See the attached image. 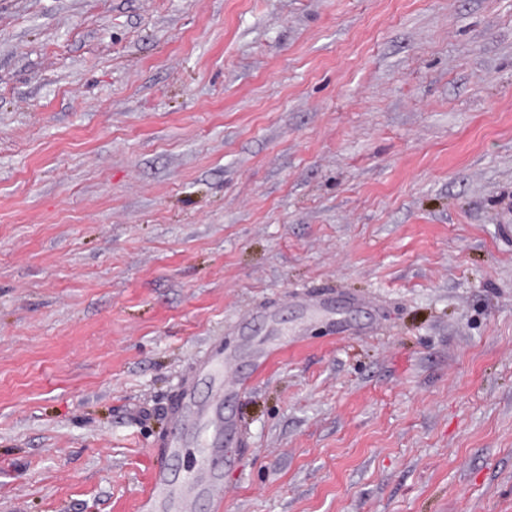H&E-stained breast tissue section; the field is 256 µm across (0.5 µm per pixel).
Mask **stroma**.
<instances>
[{
    "mask_svg": "<svg viewBox=\"0 0 512 512\" xmlns=\"http://www.w3.org/2000/svg\"><path fill=\"white\" fill-rule=\"evenodd\" d=\"M213 342L224 512H512V0H0V512Z\"/></svg>",
    "mask_w": 512,
    "mask_h": 512,
    "instance_id": "1",
    "label": "stroma"
}]
</instances>
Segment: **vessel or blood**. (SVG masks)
Returning a JSON list of instances; mask_svg holds the SVG:
<instances>
[{"mask_svg": "<svg viewBox=\"0 0 512 512\" xmlns=\"http://www.w3.org/2000/svg\"><path fill=\"white\" fill-rule=\"evenodd\" d=\"M223 359L203 356L195 360L172 414L168 443L158 451V462L141 495L139 512H197L202 499H214L223 484L225 441L235 429L225 414L224 398L230 388H242L244 379L227 385ZM202 439L207 467L193 479H184L174 463L194 439Z\"/></svg>", "mask_w": 512, "mask_h": 512, "instance_id": "obj_1", "label": "vessel or blood"}]
</instances>
